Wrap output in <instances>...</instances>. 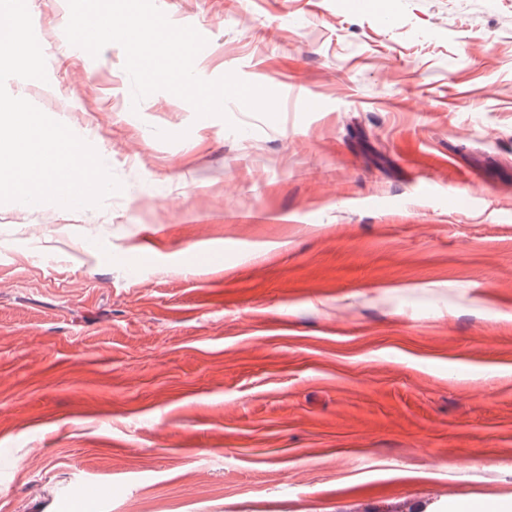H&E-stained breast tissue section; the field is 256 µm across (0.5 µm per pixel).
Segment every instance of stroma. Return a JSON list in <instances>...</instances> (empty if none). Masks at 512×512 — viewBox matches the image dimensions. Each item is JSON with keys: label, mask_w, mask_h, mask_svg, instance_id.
Segmentation results:
<instances>
[{"label": "stroma", "mask_w": 512, "mask_h": 512, "mask_svg": "<svg viewBox=\"0 0 512 512\" xmlns=\"http://www.w3.org/2000/svg\"><path fill=\"white\" fill-rule=\"evenodd\" d=\"M26 3L8 92L123 189L0 204V512L511 501L512 0H157L273 119L132 107Z\"/></svg>", "instance_id": "1"}]
</instances>
